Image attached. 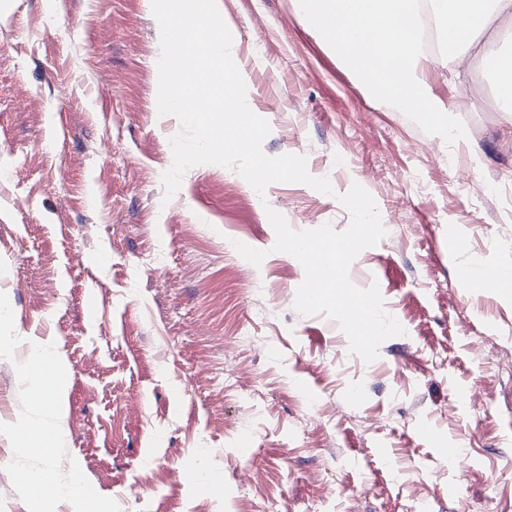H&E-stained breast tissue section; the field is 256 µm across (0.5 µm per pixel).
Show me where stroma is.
Returning <instances> with one entry per match:
<instances>
[{"label":"stroma","instance_id":"obj_1","mask_svg":"<svg viewBox=\"0 0 512 512\" xmlns=\"http://www.w3.org/2000/svg\"><path fill=\"white\" fill-rule=\"evenodd\" d=\"M218 9L271 126L264 152L375 199L386 234L349 275L405 333L368 364L336 322L295 310L304 269L274 251L266 210L342 231L335 196L260 195L201 164L165 199L181 125L158 113L151 0H0V292L16 360L51 343L65 365L69 456L121 512H512V295L457 280L512 266V117L494 77L430 51L432 90L467 132L450 145L366 98L296 0Z\"/></svg>","mask_w":512,"mask_h":512}]
</instances>
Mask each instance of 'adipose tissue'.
Wrapping results in <instances>:
<instances>
[{"mask_svg": "<svg viewBox=\"0 0 512 512\" xmlns=\"http://www.w3.org/2000/svg\"><path fill=\"white\" fill-rule=\"evenodd\" d=\"M433 19L449 60L476 45L481 32L499 21L512 20V0H433Z\"/></svg>", "mask_w": 512, "mask_h": 512, "instance_id": "adipose-tissue-1", "label": "adipose tissue"}]
</instances>
